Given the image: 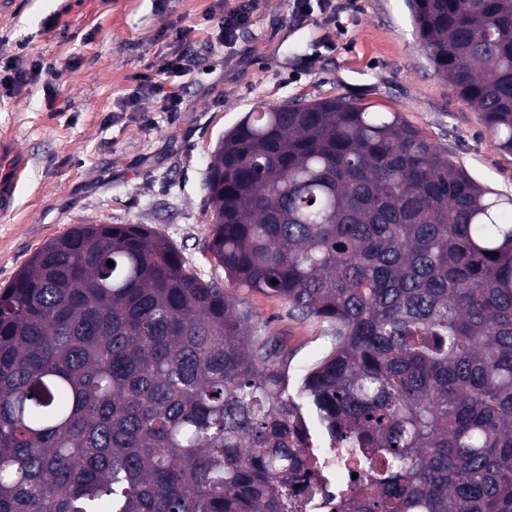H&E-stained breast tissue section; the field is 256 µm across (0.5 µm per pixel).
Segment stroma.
Here are the masks:
<instances>
[{
	"label": "stroma",
	"mask_w": 512,
	"mask_h": 512,
	"mask_svg": "<svg viewBox=\"0 0 512 512\" xmlns=\"http://www.w3.org/2000/svg\"><path fill=\"white\" fill-rule=\"evenodd\" d=\"M218 0H0V57L50 69L24 88H0V285L75 224H145L190 269L224 282L211 259L206 174L224 132L260 105L345 97L398 112L479 184L512 197V155L421 51L405 0H255L251 26L230 46L209 43ZM183 29L195 56L182 103L161 111L122 103L134 79L173 81L162 60ZM255 320L292 352L291 381L326 350L321 327L272 295L238 291Z\"/></svg>",
	"instance_id": "stroma-1"
}]
</instances>
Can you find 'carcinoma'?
I'll return each instance as SVG.
<instances>
[{"mask_svg":"<svg viewBox=\"0 0 512 512\" xmlns=\"http://www.w3.org/2000/svg\"><path fill=\"white\" fill-rule=\"evenodd\" d=\"M408 7L512 155V0ZM206 187L224 276L325 355L291 393L288 350L165 237L76 224L0 291V512H300L318 443L364 461L333 512H512V198L341 97L246 113Z\"/></svg>","mask_w":512,"mask_h":512,"instance_id":"carcinoma-1","label":"carcinoma"}]
</instances>
